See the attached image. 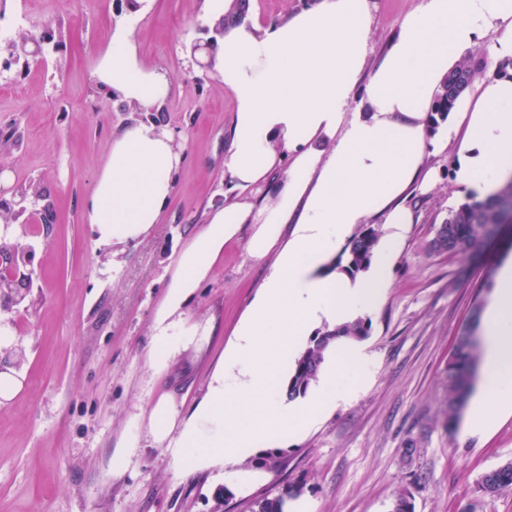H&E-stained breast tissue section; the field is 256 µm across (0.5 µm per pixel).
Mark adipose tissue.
Wrapping results in <instances>:
<instances>
[{
    "mask_svg": "<svg viewBox=\"0 0 512 512\" xmlns=\"http://www.w3.org/2000/svg\"><path fill=\"white\" fill-rule=\"evenodd\" d=\"M369 29L367 0H312L283 22L235 25L213 49L224 85L238 100L224 161L234 186L247 189L266 178L276 164L273 142L287 146L293 160L275 205L256 212L232 205L212 215L176 258L155 315L148 362L159 371L207 339V332L187 323L182 308L225 241L250 221L257 226L252 256L277 250L276 264L194 411L180 417L165 399L151 411L154 441L194 469L226 468L236 457L315 424L336 400L337 383L368 364L365 348L340 339L310 397L288 400L282 385L312 327L353 321L384 301L400 229L412 221L403 195L427 146L426 110L462 48L493 31L494 57H512V0H422L370 75L365 107L354 110L351 93L365 66ZM92 77L141 108L160 105L170 92L165 74L139 60L129 26L113 33ZM457 111L467 122L457 180L469 197L483 200L512 176V78L483 81L459 99ZM181 163L172 137L155 126L132 125L118 134L85 202L98 244L146 237ZM379 215L392 231L376 246L371 270L356 278L322 273L353 228ZM288 223L295 231L283 245L280 233ZM481 341L473 430L488 426L489 409H512V264L500 272Z\"/></svg>",
    "mask_w": 512,
    "mask_h": 512,
    "instance_id": "adipose-tissue-1",
    "label": "adipose tissue"
}]
</instances>
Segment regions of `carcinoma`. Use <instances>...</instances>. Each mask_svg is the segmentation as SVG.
<instances>
[{
    "instance_id": "obj_1",
    "label": "carcinoma",
    "mask_w": 512,
    "mask_h": 512,
    "mask_svg": "<svg viewBox=\"0 0 512 512\" xmlns=\"http://www.w3.org/2000/svg\"><path fill=\"white\" fill-rule=\"evenodd\" d=\"M486 69V62L473 56L462 58L448 73L438 91L429 121L437 125V118L445 119L457 100ZM512 223V180L495 195L485 200L467 199L448 210L443 220L445 247L435 246L430 240L427 250L436 254H466L484 241L494 239L503 224ZM380 225L361 224L347 246L336 259V267L354 277L365 271L379 242ZM480 313H475L458 334L446 368V394L442 413L448 426H453L471 392L478 363L479 342L474 336ZM363 339L368 336V324L358 318L313 336L296 358L288 378V399L305 394L316 381L320 365L330 344L338 337ZM298 494L290 490L274 498L255 501L254 512H286L289 498Z\"/></svg>"
}]
</instances>
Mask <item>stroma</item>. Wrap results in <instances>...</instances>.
<instances>
[{
  "label": "stroma",
  "instance_id": "35a3bbf8",
  "mask_svg": "<svg viewBox=\"0 0 512 512\" xmlns=\"http://www.w3.org/2000/svg\"><path fill=\"white\" fill-rule=\"evenodd\" d=\"M420 3L368 0L367 69ZM203 6L148 0L137 17L113 0H0V29L45 32L55 44L41 62L0 69V171L11 173L0 201L31 187L42 196L15 225V241L29 249L18 272L31 288L0 310L15 336L0 349V371L19 382L11 399H0V512H252L257 498L290 486L311 512H391L399 491L414 512H512V491L488 497L478 487L482 473L512 460V411L473 434L448 427L441 413L455 339L473 307L490 305L497 273L512 261V224L477 260L425 248L465 200L453 141L426 150L428 189L405 193L414 222L398 242L387 298L368 316L363 383L315 427L279 441L285 466L250 491L228 492L216 473L188 472L154 443L153 406L170 397L181 415L192 412L275 256L250 255L251 224L226 241L183 309L188 322L209 328L208 340L156 374L146 354L169 271L223 205L274 203L291 162L281 156L263 184L232 189L224 159L237 98L217 70L190 58L191 46L208 38ZM130 20L139 60L171 84L166 100L145 110L92 79L102 48ZM142 122L169 133L183 162L154 230L116 255L97 245L83 207L113 137ZM133 433L140 446L116 469Z\"/></svg>",
  "mask_w": 512,
  "mask_h": 512
}]
</instances>
